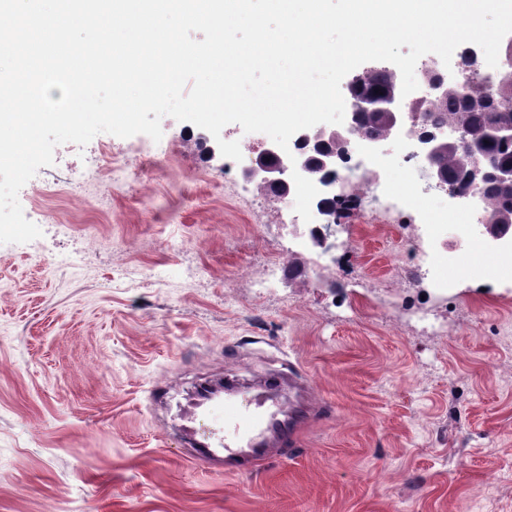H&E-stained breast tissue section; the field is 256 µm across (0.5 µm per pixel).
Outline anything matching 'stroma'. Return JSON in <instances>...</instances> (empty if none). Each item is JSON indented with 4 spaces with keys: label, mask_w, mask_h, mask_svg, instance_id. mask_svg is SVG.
Here are the masks:
<instances>
[{
    "label": "stroma",
    "mask_w": 512,
    "mask_h": 512,
    "mask_svg": "<svg viewBox=\"0 0 512 512\" xmlns=\"http://www.w3.org/2000/svg\"><path fill=\"white\" fill-rule=\"evenodd\" d=\"M161 128L162 166L104 135L134 172L109 197L68 194L90 152L74 143L39 170L54 194L19 192L71 229L0 244V512H512V281L441 293L405 271L423 173L360 200L405 224L348 214L325 253L280 198L257 217L243 205L255 187L198 174L224 167L205 161L204 129ZM271 252L291 263L256 287ZM292 367L328 408L299 448L247 473L192 460L187 393Z\"/></svg>",
    "instance_id": "stroma-1"
}]
</instances>
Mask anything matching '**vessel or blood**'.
Listing matches in <instances>:
<instances>
[{"label":"vessel or blood","instance_id":"vessel-or-blood-1","mask_svg":"<svg viewBox=\"0 0 512 512\" xmlns=\"http://www.w3.org/2000/svg\"><path fill=\"white\" fill-rule=\"evenodd\" d=\"M323 412L314 400L312 382L299 368L287 378L268 379L258 391H244L235 381H226L223 396L207 401L201 411L203 439L193 459L203 466L223 461L231 472L262 466L276 450L299 444Z\"/></svg>","mask_w":512,"mask_h":512}]
</instances>
